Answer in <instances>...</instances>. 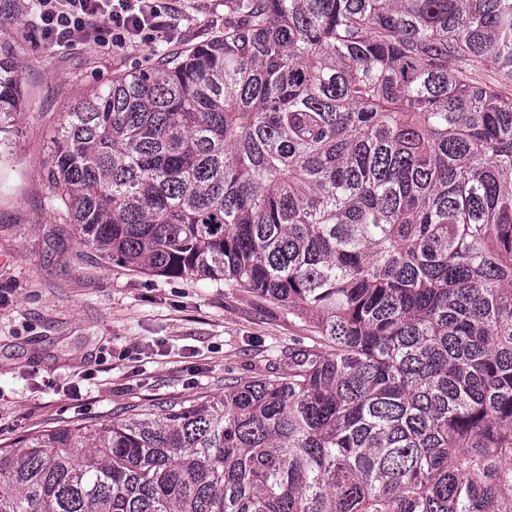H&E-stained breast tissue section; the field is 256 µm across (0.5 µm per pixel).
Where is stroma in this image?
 <instances>
[{
    "label": "stroma",
    "mask_w": 512,
    "mask_h": 512,
    "mask_svg": "<svg viewBox=\"0 0 512 512\" xmlns=\"http://www.w3.org/2000/svg\"><path fill=\"white\" fill-rule=\"evenodd\" d=\"M162 4L166 27L150 41L64 50L43 39L35 0H0V51L25 98L0 164V445L285 375L289 348L314 340L310 325L247 289L102 259L52 202L64 112L113 77L224 31V0Z\"/></svg>",
    "instance_id": "stroma-1"
}]
</instances>
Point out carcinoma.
Here are the masks:
<instances>
[{"mask_svg":"<svg viewBox=\"0 0 512 512\" xmlns=\"http://www.w3.org/2000/svg\"><path fill=\"white\" fill-rule=\"evenodd\" d=\"M68 113L80 243L328 347L0 446V512H512V0H230ZM0 58V161L22 112Z\"/></svg>","mask_w":512,"mask_h":512,"instance_id":"1","label":"carcinoma"}]
</instances>
